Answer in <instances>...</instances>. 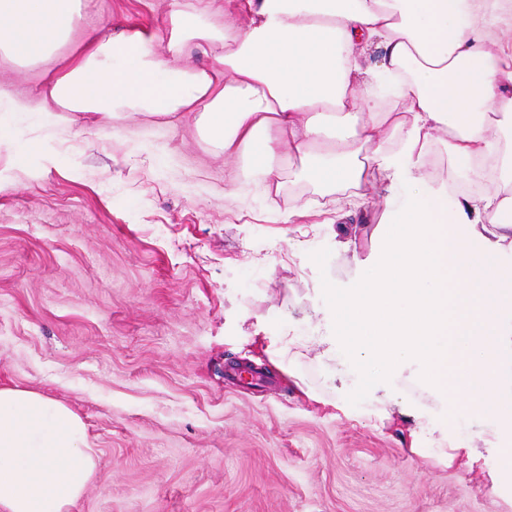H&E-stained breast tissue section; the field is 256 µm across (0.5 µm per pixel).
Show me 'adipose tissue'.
<instances>
[{
    "label": "adipose tissue",
    "mask_w": 512,
    "mask_h": 512,
    "mask_svg": "<svg viewBox=\"0 0 512 512\" xmlns=\"http://www.w3.org/2000/svg\"><path fill=\"white\" fill-rule=\"evenodd\" d=\"M216 28L209 7L170 8L166 53L158 35L133 29L93 34L63 69L47 74L44 103L0 89V150L34 145L10 134L24 119L55 110L112 119L143 116L167 124L189 118L225 157L244 158L265 190L281 185L278 161L296 159L295 177L324 191L354 189L339 210L366 205L398 178L409 190L381 215L387 247L365 265L355 293H330V335L306 342L276 337L281 356L315 351L342 360L356 391L375 399L381 383L418 367L424 389L455 424L474 409L493 415V442L512 463V336L500 328L512 308V46L493 48L492 27L512 25V0H234ZM84 0H0V60L26 66L69 44ZM212 63L176 66L187 42ZM380 42L376 68L360 59ZM70 45V44H69ZM386 81L399 109L378 110L372 86ZM444 136L451 153L487 179L477 196L449 201L446 182L426 168ZM394 150H385L387 141ZM85 424L42 394L0 388V512H71L96 468Z\"/></svg>",
    "instance_id": "ef3b65f1"
}]
</instances>
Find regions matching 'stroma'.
I'll return each instance as SVG.
<instances>
[{"label":"stroma","mask_w":512,"mask_h":512,"mask_svg":"<svg viewBox=\"0 0 512 512\" xmlns=\"http://www.w3.org/2000/svg\"><path fill=\"white\" fill-rule=\"evenodd\" d=\"M88 19L166 50L156 0H89ZM19 135L37 150L0 152V387L84 421L98 460L72 512H512L493 418L446 424L411 366L379 392L435 426L415 439L339 363L257 341L322 334L327 286L354 292L384 255L389 199L340 220L288 167L267 193L184 121L65 112ZM444 435L470 454L438 460Z\"/></svg>","instance_id":"stroma-1"}]
</instances>
